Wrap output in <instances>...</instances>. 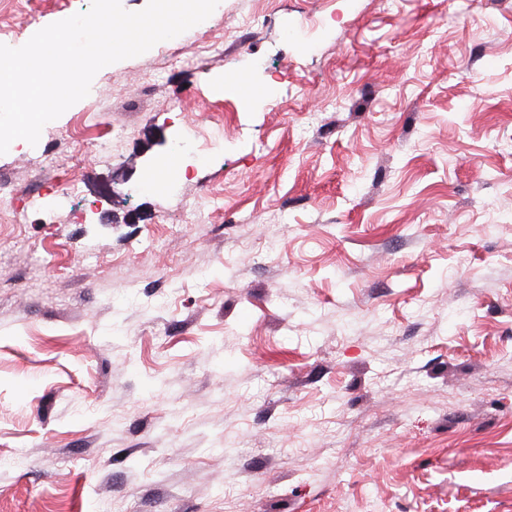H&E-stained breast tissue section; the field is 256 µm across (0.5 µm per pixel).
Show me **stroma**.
<instances>
[{"instance_id": "1", "label": "stroma", "mask_w": 512, "mask_h": 512, "mask_svg": "<svg viewBox=\"0 0 512 512\" xmlns=\"http://www.w3.org/2000/svg\"><path fill=\"white\" fill-rule=\"evenodd\" d=\"M40 142L49 180L0 155V512H512V0H220Z\"/></svg>"}]
</instances>
